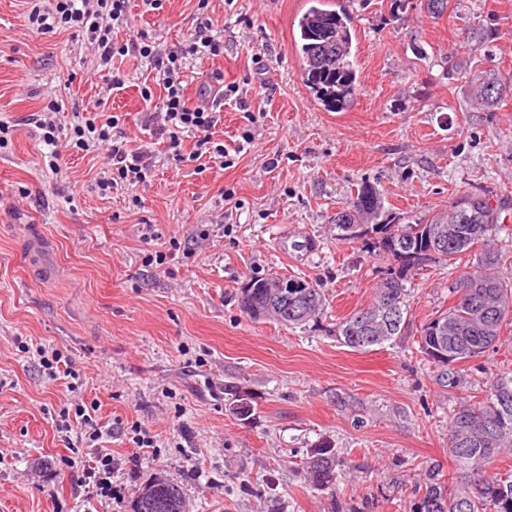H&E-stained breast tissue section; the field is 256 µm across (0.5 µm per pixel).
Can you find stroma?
<instances>
[{"instance_id": "stroma-1", "label": "stroma", "mask_w": 512, "mask_h": 512, "mask_svg": "<svg viewBox=\"0 0 512 512\" xmlns=\"http://www.w3.org/2000/svg\"><path fill=\"white\" fill-rule=\"evenodd\" d=\"M198 0H165L144 12L130 0L129 29L176 45L194 28ZM306 0H210L220 56L186 65L185 94L205 81L239 85L213 138L227 160H174L139 88L145 60L126 56L110 90L86 41L68 31L36 34L24 0H0V512H132L135 490L162 474L182 488L190 512H412L427 466L451 470L448 421L471 400L470 377L447 390L418 351L419 330L451 302L459 274L429 264L408 284L403 336L355 351L336 324L367 305L392 259L361 240L339 242L330 218L363 182L388 213L412 222L447 210L477 188L512 203V96L471 111L468 76L512 70V0H450L431 18L424 0H335L357 34L358 90L346 112H327L304 86L292 36ZM491 42H464L471 26ZM460 65L447 75L445 62ZM57 98L62 139L75 113L103 106L122 115L130 148L153 164L147 181L99 194L106 148L57 144L59 173L32 121ZM306 233L318 249L298 262L279 251ZM162 252L163 264L147 263ZM296 274L320 283L326 311L288 329L241 313L251 277ZM71 361L74 377L50 380L33 347ZM253 401L239 419L224 387ZM95 405L124 492L87 499L72 448L95 450L80 430L56 428L61 408ZM156 439L141 450L131 425ZM342 461L335 489L304 480L310 449Z\"/></svg>"}]
</instances>
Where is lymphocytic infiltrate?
I'll return each instance as SVG.
<instances>
[{"instance_id": "lymphocytic-infiltrate-1", "label": "lymphocytic infiltrate", "mask_w": 512, "mask_h": 512, "mask_svg": "<svg viewBox=\"0 0 512 512\" xmlns=\"http://www.w3.org/2000/svg\"><path fill=\"white\" fill-rule=\"evenodd\" d=\"M209 0H198L196 25L186 44L163 51L144 34L122 40L118 33L129 25V0H27L25 23L29 29L49 33L65 30L85 37L92 46L96 64L105 72L113 90H121L125 81L115 71L116 58L133 55L145 59L159 76L158 87L143 85L141 96L154 102L155 109L146 113L144 126L165 135L168 148L179 152L182 138L196 137L189 160L197 161L208 154L223 155V145L213 143L211 131L220 120L219 112L206 103H190L183 85L182 61L193 56L204 59L219 55L222 46L213 34L214 23L208 13ZM121 118L112 114L100 117L93 112L78 117L71 128L73 147L90 151L105 144L109 147L110 177L100 178L97 187L107 191L146 180L150 171L144 153L128 149L125 140L115 135ZM100 431L88 434V442L97 446L92 463L82 469V483L90 498H112V478L116 468L108 448L102 447Z\"/></svg>"}]
</instances>
